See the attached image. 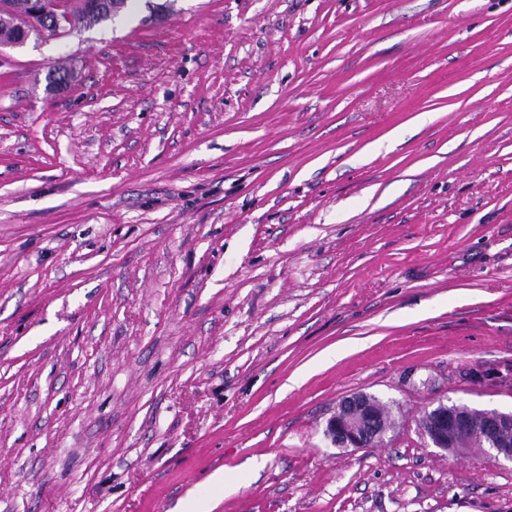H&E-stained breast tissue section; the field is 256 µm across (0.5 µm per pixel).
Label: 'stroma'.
I'll list each match as a JSON object with an SVG mask.
<instances>
[{"label":"stroma","instance_id":"obj_1","mask_svg":"<svg viewBox=\"0 0 512 512\" xmlns=\"http://www.w3.org/2000/svg\"><path fill=\"white\" fill-rule=\"evenodd\" d=\"M510 362L512 0H138L0 50V512H512L416 424L511 411ZM359 391L386 446L324 435Z\"/></svg>","mask_w":512,"mask_h":512}]
</instances>
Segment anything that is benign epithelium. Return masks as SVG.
<instances>
[{
    "instance_id": "obj_1",
    "label": "benign epithelium",
    "mask_w": 512,
    "mask_h": 512,
    "mask_svg": "<svg viewBox=\"0 0 512 512\" xmlns=\"http://www.w3.org/2000/svg\"><path fill=\"white\" fill-rule=\"evenodd\" d=\"M48 9L41 0L31 12L30 23L42 37L55 35L53 28L42 26ZM469 410L464 404L450 409L442 400L424 408L417 419V428L425 446L453 453L459 436L477 434L481 440L491 443L489 448H480L488 461L512 463V443L504 438L505 433H512V411H484L481 421L475 424ZM325 435L338 448H370L385 442V432L375 424L369 396L363 392L345 396L336 404L326 422Z\"/></svg>"
}]
</instances>
